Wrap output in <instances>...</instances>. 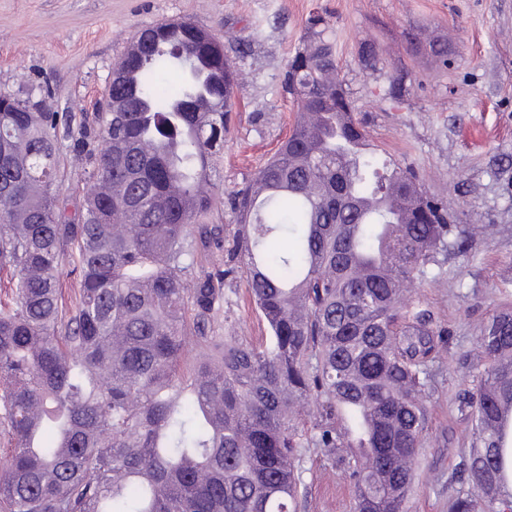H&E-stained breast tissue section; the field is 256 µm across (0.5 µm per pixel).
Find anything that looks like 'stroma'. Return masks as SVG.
Here are the masks:
<instances>
[{
    "instance_id": "1",
    "label": "stroma",
    "mask_w": 512,
    "mask_h": 512,
    "mask_svg": "<svg viewBox=\"0 0 512 512\" xmlns=\"http://www.w3.org/2000/svg\"><path fill=\"white\" fill-rule=\"evenodd\" d=\"M332 27L336 64L363 122L370 150L412 171L424 191L447 201L472 228L468 252L440 257L405 302L427 311L445 342L423 400L429 431L409 512H448L456 468L470 444L457 393L480 359L479 328L512 306V0H0V94L69 116L58 125L56 192L67 216L78 212L86 162L74 150L85 117L105 94L113 67L144 26L187 21L208 30L235 63L237 110L224 134L210 224L237 228L231 198L276 150L294 120L282 76L312 13ZM446 39L447 63L410 54L411 36ZM378 50L363 65L364 44ZM404 91L389 94L397 70ZM218 336L260 343L263 318L243 274L224 282ZM303 512H351L352 488L321 449L301 460Z\"/></svg>"
}]
</instances>
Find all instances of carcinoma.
Segmentation results:
<instances>
[{"mask_svg": "<svg viewBox=\"0 0 512 512\" xmlns=\"http://www.w3.org/2000/svg\"><path fill=\"white\" fill-rule=\"evenodd\" d=\"M195 29L175 25L112 85L104 150L74 144L89 164L78 221L56 205L57 114L0 110V512H301L310 447L348 474L353 512H406L442 334L401 296L437 255L465 252V229L414 173L363 150L316 12L283 78L295 121L233 198L225 268L193 272L197 247L224 241L195 219L216 204L237 81ZM409 44L448 63L446 41ZM162 72L176 79L160 86ZM189 97L196 111H172ZM238 271L262 345L212 335ZM189 338L207 350L192 364ZM478 342L483 364L458 393L467 488L448 512H512V311Z\"/></svg>", "mask_w": 512, "mask_h": 512, "instance_id": "cac0c4a2", "label": "carcinoma"}]
</instances>
